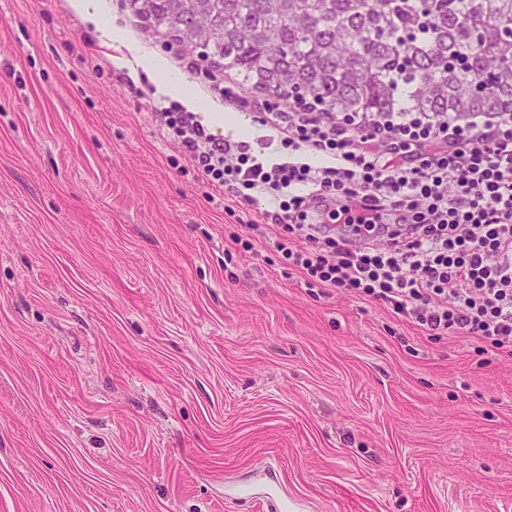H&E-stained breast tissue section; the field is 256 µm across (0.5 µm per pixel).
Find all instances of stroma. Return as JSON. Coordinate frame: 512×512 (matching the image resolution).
<instances>
[{
    "mask_svg": "<svg viewBox=\"0 0 512 512\" xmlns=\"http://www.w3.org/2000/svg\"><path fill=\"white\" fill-rule=\"evenodd\" d=\"M0 0V512H512V355L284 279L161 138L162 58Z\"/></svg>",
    "mask_w": 512,
    "mask_h": 512,
    "instance_id": "35a3bbf8",
    "label": "stroma"
}]
</instances>
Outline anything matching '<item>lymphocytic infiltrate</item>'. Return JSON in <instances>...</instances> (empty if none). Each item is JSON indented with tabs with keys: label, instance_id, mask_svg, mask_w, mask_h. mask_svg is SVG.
<instances>
[{
	"label": "lymphocytic infiltrate",
	"instance_id": "obj_1",
	"mask_svg": "<svg viewBox=\"0 0 512 512\" xmlns=\"http://www.w3.org/2000/svg\"><path fill=\"white\" fill-rule=\"evenodd\" d=\"M257 143L172 105L164 140L304 285L512 354V112H316L224 88Z\"/></svg>",
	"mask_w": 512,
	"mask_h": 512
}]
</instances>
